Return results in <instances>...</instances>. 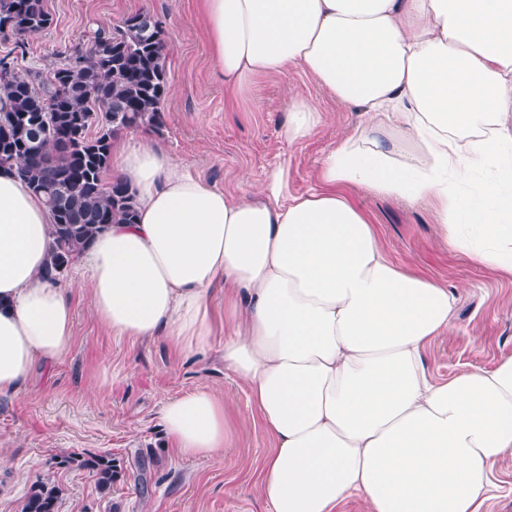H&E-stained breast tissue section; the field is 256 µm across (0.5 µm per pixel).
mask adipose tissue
I'll return each mask as SVG.
<instances>
[{
    "label": "adipose tissue",
    "mask_w": 512,
    "mask_h": 512,
    "mask_svg": "<svg viewBox=\"0 0 512 512\" xmlns=\"http://www.w3.org/2000/svg\"><path fill=\"white\" fill-rule=\"evenodd\" d=\"M213 68L247 96L258 76L300 69L360 121L323 160L318 190L267 171L248 193L208 186L151 140L119 136L113 179L136 218L75 262L96 319L134 341L204 353L249 390L273 440L268 512H486L512 454V355L431 378L424 354L452 333L455 291L395 262L349 189L429 204L449 247L512 280V0H202ZM286 142L325 121L286 91ZM481 206L462 215L458 191ZM50 213L0 168V397L74 343L67 288L47 273ZM176 453H223L222 394L169 400Z\"/></svg>",
    "instance_id": "1"
}]
</instances>
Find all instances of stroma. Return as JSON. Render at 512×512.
Here are the masks:
<instances>
[{"label":"stroma","mask_w":512,"mask_h":512,"mask_svg":"<svg viewBox=\"0 0 512 512\" xmlns=\"http://www.w3.org/2000/svg\"><path fill=\"white\" fill-rule=\"evenodd\" d=\"M52 26L29 38L23 68L49 76L90 29H111L143 11L165 31L168 94L156 140L184 169L214 187L242 192L284 164L290 188L313 189L322 158L355 126L358 113L332 101L299 71L255 78L235 99L215 79L198 0H44ZM326 112L310 138L281 136L288 87ZM379 227L393 259L458 290L455 327L426 351L438 380L490 369L512 354V281L451 250L439 238L430 208H409L378 196L356 195ZM75 344L38 370L26 390L0 397V512H21L29 486L52 479L63 488L58 512H267L259 493L261 467L272 450L264 429L249 420L247 387L226 376L219 350L176 358L164 341L134 343L107 332L94 318L81 281H70ZM202 386L222 391L233 422L224 451L208 459L178 456L159 425L164 403ZM151 456L145 480L135 473L101 493L88 471L57 468V456L112 453Z\"/></svg>","instance_id":"obj_1"}]
</instances>
